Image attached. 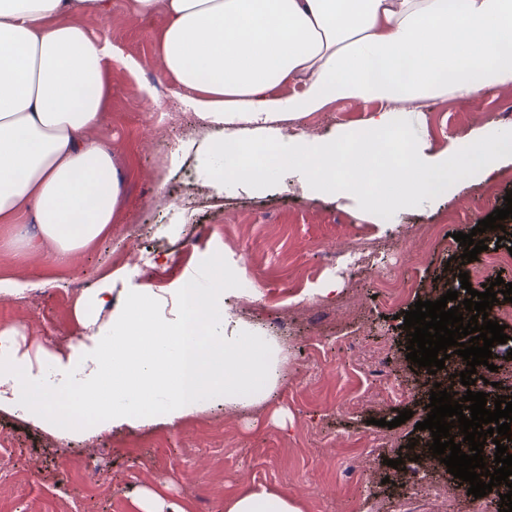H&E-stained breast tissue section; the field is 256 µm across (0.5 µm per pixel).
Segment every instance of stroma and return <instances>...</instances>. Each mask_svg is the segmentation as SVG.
<instances>
[{"label":"stroma","instance_id":"obj_1","mask_svg":"<svg viewBox=\"0 0 512 512\" xmlns=\"http://www.w3.org/2000/svg\"><path fill=\"white\" fill-rule=\"evenodd\" d=\"M93 36L110 39L119 57L109 76V96L94 140L112 144L121 193L111 232L80 250L67 268L49 272L45 254L30 246L33 224L0 223V272L47 281L46 296L0 295L11 315L0 326H24L29 340L51 338L67 351L79 334L77 298L112 291L111 312L146 287L161 290L160 316H171L175 290L189 271L209 269L214 256L236 280L230 303L263 336L276 337L285 376L260 404H216L178 425L158 422L115 429L93 439L60 438L0 412V450L13 476L0 479L5 512H139L142 490L163 491L183 512H224L226 498L244 486L268 488L297 499L303 512H399L407 495L389 484L390 460L406 457L430 402L423 371L407 360L398 318L417 300H429L430 281L460 269L462 246L421 235L447 225L470 233L479 220L504 207L512 167L483 183L464 184L451 200L405 210L399 222L364 214L358 202L338 205L305 196L284 179L245 192L225 182L215 194L211 175L219 155L204 146L212 131L178 101L177 83L162 67L159 16L136 15L130 0H110L107 12L88 7L76 16ZM375 102L338 101L289 122V130L332 136L357 126ZM512 84L469 100L447 96L425 111L398 105L402 138L433 148L489 122H504ZM185 147L177 163H161L172 143ZM359 239L376 251L368 267L351 273L329 268V252H346ZM401 277L408 288L401 306H387L374 281ZM336 279V297H321ZM413 416L388 428L402 410ZM385 426H378V419ZM385 437L389 447H376ZM95 445V483L75 478L87 445Z\"/></svg>","mask_w":512,"mask_h":512}]
</instances>
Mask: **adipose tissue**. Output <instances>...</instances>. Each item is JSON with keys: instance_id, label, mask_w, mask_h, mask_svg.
Here are the masks:
<instances>
[{"instance_id": "adipose-tissue-1", "label": "adipose tissue", "mask_w": 512, "mask_h": 512, "mask_svg": "<svg viewBox=\"0 0 512 512\" xmlns=\"http://www.w3.org/2000/svg\"><path fill=\"white\" fill-rule=\"evenodd\" d=\"M92 3L104 10L110 0H0V223L30 216L56 267L109 233L120 194L111 145L89 138L102 121L112 45L70 21ZM132 8L163 16L164 70L206 126L239 143L225 179L257 188L296 168L309 194L395 217L512 165L511 125L480 126L438 151L394 135L395 104L469 99L512 81V0H133ZM287 84L299 93L278 96ZM336 101L385 108L333 136L290 135L273 165L238 128L253 124L264 137L268 124ZM234 289L228 275L209 290L184 282L177 314L164 320L159 294L143 288L98 337L97 313L112 304L100 290L78 300L84 334L66 355L45 343L25 348L21 326L0 328V410L91 438L149 425L158 404L173 424L219 400L260 403L280 377L276 349L225 309ZM65 382L78 389L63 408L49 393ZM76 412L85 416L77 426ZM224 512L302 508L246 488Z\"/></svg>"}]
</instances>
